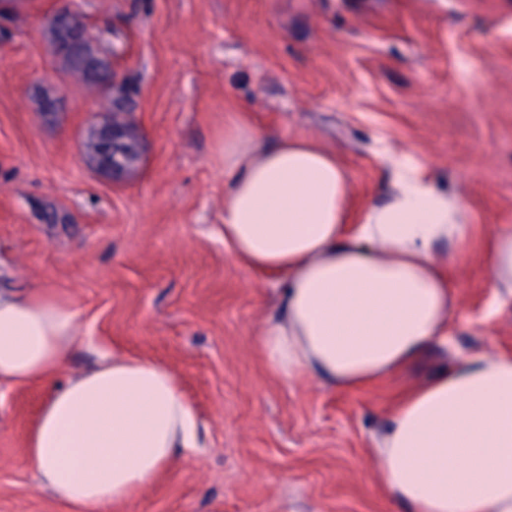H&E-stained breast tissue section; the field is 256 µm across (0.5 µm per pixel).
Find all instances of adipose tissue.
Listing matches in <instances>:
<instances>
[{
    "instance_id": "1",
    "label": "adipose tissue",
    "mask_w": 512,
    "mask_h": 512,
    "mask_svg": "<svg viewBox=\"0 0 512 512\" xmlns=\"http://www.w3.org/2000/svg\"><path fill=\"white\" fill-rule=\"evenodd\" d=\"M224 244L243 269L279 280L280 314L253 346L268 373L361 390L447 343L451 267L482 242L489 285L512 293V225L484 231L421 168L395 170L387 198L354 207L335 151L265 138L247 115L224 125ZM55 288L0 291V382L53 377L80 339ZM197 412L170 368L121 351L57 390L26 463L68 512L135 499L197 445ZM378 482L410 512H512V352H476L403 395L372 437Z\"/></svg>"
}]
</instances>
